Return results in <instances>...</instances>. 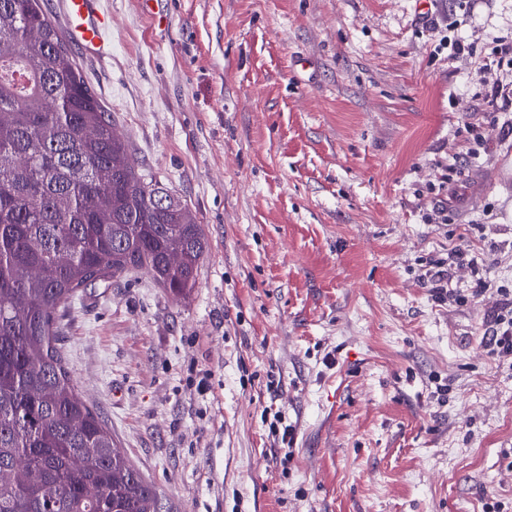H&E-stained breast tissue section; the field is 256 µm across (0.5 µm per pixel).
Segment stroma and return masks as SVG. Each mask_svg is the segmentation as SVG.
Listing matches in <instances>:
<instances>
[{
  "instance_id": "1",
  "label": "stroma",
  "mask_w": 512,
  "mask_h": 512,
  "mask_svg": "<svg viewBox=\"0 0 512 512\" xmlns=\"http://www.w3.org/2000/svg\"><path fill=\"white\" fill-rule=\"evenodd\" d=\"M43 3L208 240L186 298L132 272L59 319L77 395L164 507L512 512V359L485 335L512 289V134L485 95L512 65H483L512 0H100L97 51ZM458 250L478 265L437 300Z\"/></svg>"
}]
</instances>
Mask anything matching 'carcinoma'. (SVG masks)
Masks as SVG:
<instances>
[{
  "label": "carcinoma",
  "instance_id": "obj_1",
  "mask_svg": "<svg viewBox=\"0 0 512 512\" xmlns=\"http://www.w3.org/2000/svg\"><path fill=\"white\" fill-rule=\"evenodd\" d=\"M207 253L188 204L130 161L41 0H0V512H161L77 397L58 317L131 270L185 298Z\"/></svg>",
  "mask_w": 512,
  "mask_h": 512
}]
</instances>
